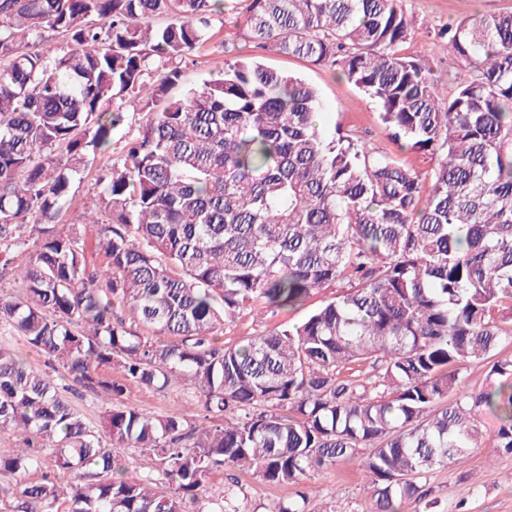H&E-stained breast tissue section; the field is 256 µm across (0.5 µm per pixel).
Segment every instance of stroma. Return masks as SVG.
<instances>
[{"label":"stroma","mask_w":512,"mask_h":512,"mask_svg":"<svg viewBox=\"0 0 512 512\" xmlns=\"http://www.w3.org/2000/svg\"><path fill=\"white\" fill-rule=\"evenodd\" d=\"M247 0H235L223 15L217 16L209 30L210 38L199 49L187 56L181 65L179 88L201 85L204 80L219 72L224 66L228 50L238 54L258 57L265 64L304 78L319 92L322 110L320 125L325 135L341 130L353 134L374 151L388 154L395 152L388 131L379 117L377 104L356 86L340 77L330 67H318L297 57L278 55L256 48L244 36L243 15ZM406 13L413 18L409 39L401 47L403 54L418 59L432 68L434 76L444 89H452L465 80L469 72L465 65L450 51L438 33L448 24L475 13H502L512 11V0H403ZM124 120L112 131L108 148L96 151L92 163L76 176L71 197L59 217L60 223L82 225L87 211L98 201L100 181L104 179L113 158L121 154L124 145L134 139L147 119L146 112L133 110L127 103H120ZM328 297L327 292L317 291L300 308L273 310L265 304H255L243 313L226 318L221 336L225 345H235L251 336H258L284 324L303 321ZM195 395L189 385L179 384L164 392H157L134 384L128 385L122 401L157 416H177L186 402ZM472 480H464L455 468L436 470L428 482L432 495L439 501V512H454L459 500H467L470 512H512V456L491 458L489 447L475 450L468 464ZM236 478L248 495L250 512H263V505L272 498H286L291 486L272 485L249 473L232 474L218 471L210 479L201 500L210 499L212 493L222 488L228 478ZM314 482L322 489V498H335L338 512L348 506L363 504L368 489V478L362 467L354 461L338 463L329 471L315 476ZM481 485L480 494H473V485Z\"/></svg>","instance_id":"stroma-1"}]
</instances>
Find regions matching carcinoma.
<instances>
[{"label": "carcinoma", "mask_w": 512, "mask_h": 512, "mask_svg": "<svg viewBox=\"0 0 512 512\" xmlns=\"http://www.w3.org/2000/svg\"><path fill=\"white\" fill-rule=\"evenodd\" d=\"M224 0H0V323L109 401L104 430L0 344V456L10 512H203L218 469L296 488L265 512L310 508L312 476L346 460L371 495L351 512H433L431 474L492 440L512 455V12L447 27L471 71L452 96L399 53L402 0H249L257 47L339 67L373 99L398 151L436 159L422 174L319 127L317 89L254 57L172 93ZM157 17L169 21L153 25ZM67 49H37L47 34ZM149 115L113 159L86 234L58 218L73 177L122 121ZM343 286L302 322L226 347L224 318L262 301L291 309ZM126 305L131 322L118 319ZM154 327L168 340L140 332ZM487 360L486 386L463 366ZM367 363L371 375L346 373ZM118 368L122 379L102 373ZM186 381L205 412L159 417L119 403L126 384ZM495 426L483 432L478 417ZM148 459L127 478L123 450ZM68 474L25 481L46 462ZM231 481L210 512H250Z\"/></svg>", "instance_id": "cac0c4a2"}]
</instances>
